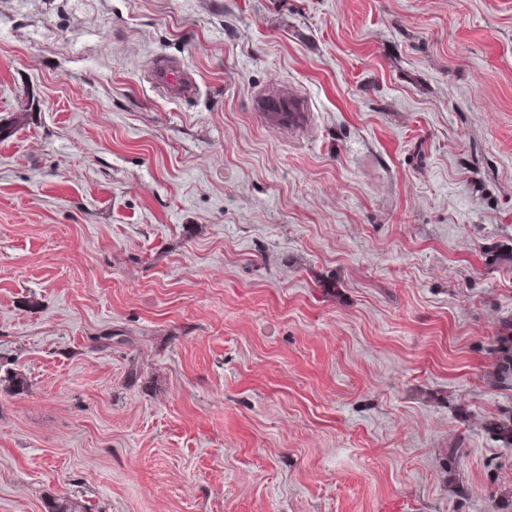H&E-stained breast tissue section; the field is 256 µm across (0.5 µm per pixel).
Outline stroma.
Masks as SVG:
<instances>
[{
    "label": "stroma",
    "mask_w": 512,
    "mask_h": 512,
    "mask_svg": "<svg viewBox=\"0 0 512 512\" xmlns=\"http://www.w3.org/2000/svg\"><path fill=\"white\" fill-rule=\"evenodd\" d=\"M511 335L512 0H0V512H492ZM152 84L165 91L170 97L183 99L195 96L199 90L196 79L179 65L162 60L151 72ZM255 109L267 122L279 127H299L307 116L303 100L292 92L260 96L255 100Z\"/></svg>",
    "instance_id": "35a3bbf8"
}]
</instances>
